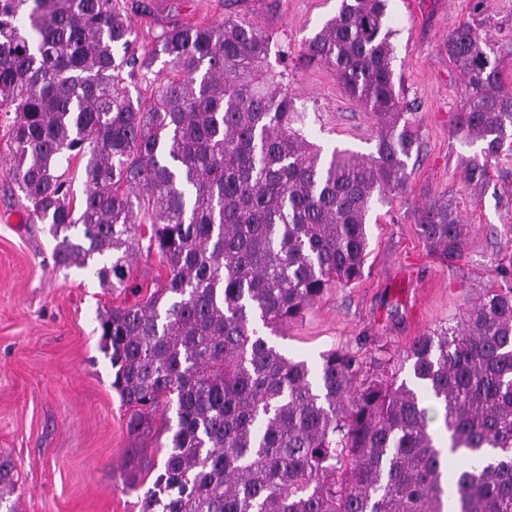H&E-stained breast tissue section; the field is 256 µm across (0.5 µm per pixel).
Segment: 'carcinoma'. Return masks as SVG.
Returning <instances> with one entry per match:
<instances>
[{
    "label": "carcinoma",
    "mask_w": 512,
    "mask_h": 512,
    "mask_svg": "<svg viewBox=\"0 0 512 512\" xmlns=\"http://www.w3.org/2000/svg\"><path fill=\"white\" fill-rule=\"evenodd\" d=\"M392 36L387 0H340L304 45L378 118L375 151L324 161L294 128L298 95L264 70L271 36L248 21L164 30L171 76L146 105L123 71L150 69L153 54H138L120 0H0L9 172L50 226L56 265L93 262L133 297L98 314L129 435L149 439L160 406L175 405L143 512H445L447 486L454 512H512V290L485 289L400 355L329 350L316 375L259 331L282 332L326 289L362 278L371 204L406 183L417 130ZM446 49L466 83L456 131L480 144L464 173L478 188L512 149V85L501 46L472 24ZM74 157L77 204L59 172ZM417 222L431 253L459 257L469 225L453 199L424 204ZM153 251L167 276L141 299L132 266ZM397 360L412 362L416 387L397 383ZM128 454L136 491L149 463ZM14 485L0 453V512H19Z\"/></svg>",
    "instance_id": "obj_1"
}]
</instances>
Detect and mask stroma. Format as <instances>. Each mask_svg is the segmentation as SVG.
Returning a JSON list of instances; mask_svg holds the SVG:
<instances>
[{
	"instance_id": "1",
	"label": "stroma",
	"mask_w": 512,
	"mask_h": 512,
	"mask_svg": "<svg viewBox=\"0 0 512 512\" xmlns=\"http://www.w3.org/2000/svg\"><path fill=\"white\" fill-rule=\"evenodd\" d=\"M139 48L173 24H219L236 15L271 33L269 67L300 94L299 125L324 154H369L377 124L332 68L303 45L339 0H126ZM470 0H389L402 95L418 105V149L404 189L375 204L362 278L328 289L303 318L273 339L289 358L318 369L321 355L397 353L415 338L456 323L487 288H512V154L492 160L483 188L463 172L478 154L454 130L464 95L449 61V34L471 18ZM14 116L0 112V452L9 455L20 512H141L144 489H125L130 412L112 388L97 315L123 297L90 270L57 268L55 242L33 223L9 173ZM448 197L471 227L461 255L443 262L420 237L417 210Z\"/></svg>"
}]
</instances>
